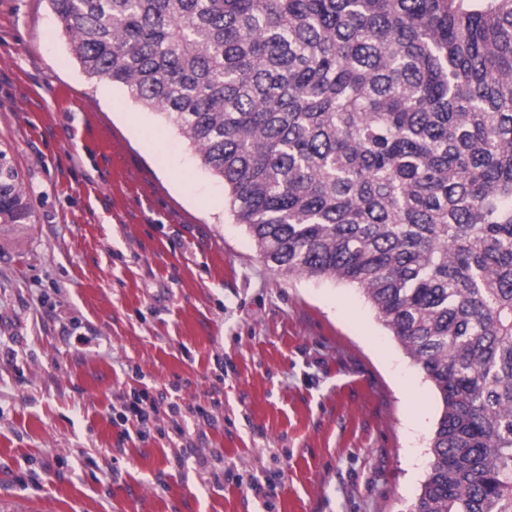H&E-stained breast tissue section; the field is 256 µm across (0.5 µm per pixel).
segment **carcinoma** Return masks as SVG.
<instances>
[{
	"label": "carcinoma",
	"instance_id": "cac0c4a2",
	"mask_svg": "<svg viewBox=\"0 0 512 512\" xmlns=\"http://www.w3.org/2000/svg\"><path fill=\"white\" fill-rule=\"evenodd\" d=\"M278 273L358 286L442 405L413 512H512V0H48ZM0 151V224L30 223Z\"/></svg>",
	"mask_w": 512,
	"mask_h": 512
}]
</instances>
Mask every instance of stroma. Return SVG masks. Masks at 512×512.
<instances>
[{
	"mask_svg": "<svg viewBox=\"0 0 512 512\" xmlns=\"http://www.w3.org/2000/svg\"><path fill=\"white\" fill-rule=\"evenodd\" d=\"M0 150L32 208L0 226V512H411L423 371L360 288L272 270L48 0H0ZM141 393L156 414L123 418ZM171 400L207 414L178 435Z\"/></svg>",
	"mask_w": 512,
	"mask_h": 512,
	"instance_id": "35a3bbf8",
	"label": "stroma"
}]
</instances>
